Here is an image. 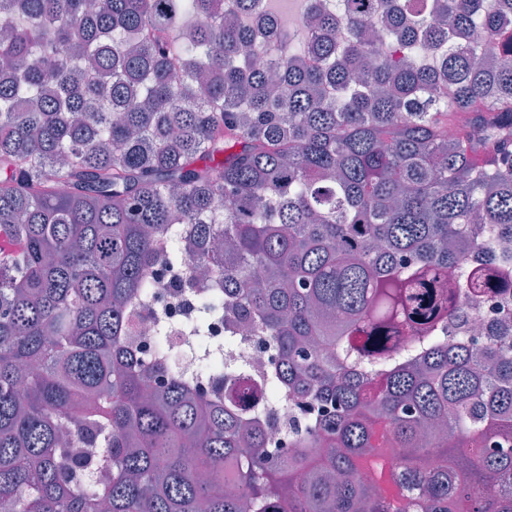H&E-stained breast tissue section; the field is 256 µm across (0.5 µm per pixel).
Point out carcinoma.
Here are the masks:
<instances>
[{
  "instance_id": "1",
  "label": "carcinoma",
  "mask_w": 512,
  "mask_h": 512,
  "mask_svg": "<svg viewBox=\"0 0 512 512\" xmlns=\"http://www.w3.org/2000/svg\"><path fill=\"white\" fill-rule=\"evenodd\" d=\"M269 3L0 0V512H512V0ZM159 248L260 384L128 347ZM269 354V346L259 336L243 333L242 336H238L236 344L227 349L224 356L232 361L244 357L248 375L252 382L258 383L268 366Z\"/></svg>"
}]
</instances>
